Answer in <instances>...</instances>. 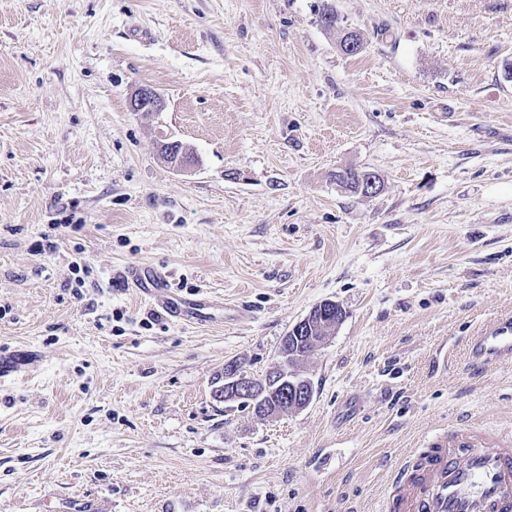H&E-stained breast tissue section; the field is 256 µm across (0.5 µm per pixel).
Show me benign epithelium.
<instances>
[{
  "label": "benign epithelium",
  "mask_w": 512,
  "mask_h": 512,
  "mask_svg": "<svg viewBox=\"0 0 512 512\" xmlns=\"http://www.w3.org/2000/svg\"><path fill=\"white\" fill-rule=\"evenodd\" d=\"M130 103L135 112H160L165 107L161 94L150 86L136 88ZM344 316L342 308L333 301L315 305L284 336L277 366L263 377L248 375L233 361L225 363L217 398L226 403H247L265 419L307 407L313 398V383L302 373L300 365L334 333Z\"/></svg>",
  "instance_id": "obj_1"
}]
</instances>
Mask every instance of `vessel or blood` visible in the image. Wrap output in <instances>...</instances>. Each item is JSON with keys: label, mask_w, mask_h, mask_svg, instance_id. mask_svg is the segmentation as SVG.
Wrapping results in <instances>:
<instances>
[{"label": "vessel or blood", "mask_w": 512, "mask_h": 512, "mask_svg": "<svg viewBox=\"0 0 512 512\" xmlns=\"http://www.w3.org/2000/svg\"><path fill=\"white\" fill-rule=\"evenodd\" d=\"M127 287L178 321H205L206 300L186 304L176 299L168 274L130 267ZM473 363L480 367L512 360V320L474 336ZM384 512H512V447H486L469 432L457 431L437 441L407 465L388 485Z\"/></svg>", "instance_id": "b4317fda"}]
</instances>
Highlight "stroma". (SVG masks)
<instances>
[{
  "mask_svg": "<svg viewBox=\"0 0 512 512\" xmlns=\"http://www.w3.org/2000/svg\"><path fill=\"white\" fill-rule=\"evenodd\" d=\"M317 3L0 0V512H382L417 449L512 439V360L467 354L512 317V0H332L354 55ZM325 300L306 408L213 399ZM130 103L135 112H159L165 107L161 94L150 86L136 88L131 95ZM370 171L367 170H356L353 168H346L342 170L336 171L334 174L336 178V183L344 188L345 190L353 193V194H362L363 195V174H366V177H369L367 174ZM125 282L127 288H133L142 299L160 307L169 317L177 321L203 322L206 319L203 310L209 301L200 299L187 305L176 299L173 296V289L170 288L168 273L132 266L128 268Z\"/></svg>",
  "mask_w": 512,
  "mask_h": 512,
  "instance_id": "obj_1",
  "label": "stroma"
}]
</instances>
